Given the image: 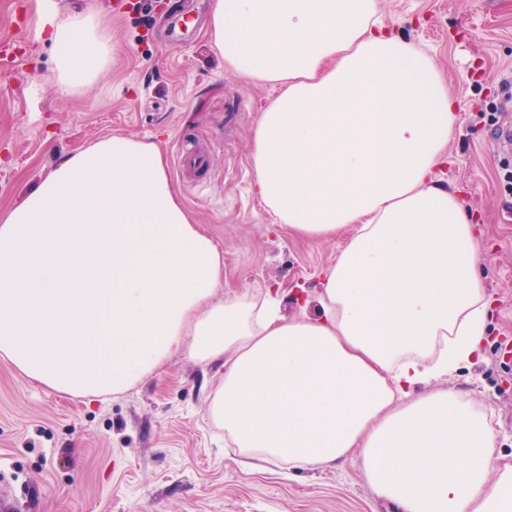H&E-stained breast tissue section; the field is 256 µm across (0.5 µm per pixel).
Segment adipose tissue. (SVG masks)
<instances>
[{"label":"adipose tissue","instance_id":"ef3b65f1","mask_svg":"<svg viewBox=\"0 0 512 512\" xmlns=\"http://www.w3.org/2000/svg\"><path fill=\"white\" fill-rule=\"evenodd\" d=\"M53 82L92 89L106 19L46 13ZM207 33L246 80L280 87L253 136V189L299 238L353 233L318 314L272 288L219 298L224 254L123 135L71 154L0 209V356L81 397L119 395L175 353L219 361L206 412L246 457L295 468L355 456L393 512H512V459L453 388L481 355L489 300L474 226L435 177L457 102L378 0H212Z\"/></svg>","mask_w":512,"mask_h":512}]
</instances>
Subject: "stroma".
Here are the masks:
<instances>
[{
    "instance_id": "35a3bbf8",
    "label": "stroma",
    "mask_w": 512,
    "mask_h": 512,
    "mask_svg": "<svg viewBox=\"0 0 512 512\" xmlns=\"http://www.w3.org/2000/svg\"><path fill=\"white\" fill-rule=\"evenodd\" d=\"M172 18L145 23L132 0H0V42L19 57L0 71V207L20 203L66 157L122 134L160 144L169 179L224 253L227 295L250 283L296 295L316 315L320 272L344 235L301 239L252 191L251 148L260 110L277 90L230 70L207 36L211 0H167ZM104 15L112 61L87 94L50 81L54 59L42 13ZM391 30L425 49L459 108L437 177L470 212L492 304L482 356L440 379L484 406L497 446L512 455V0H379ZM205 155L180 172L181 149ZM223 369L172 356L130 392L88 400L30 380L0 357V512H389L354 458L323 470L241 462L205 414Z\"/></svg>"
}]
</instances>
